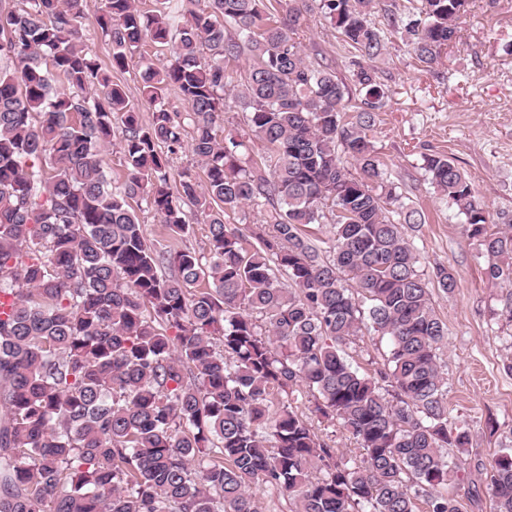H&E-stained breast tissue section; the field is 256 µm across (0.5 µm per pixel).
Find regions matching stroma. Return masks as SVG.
<instances>
[{"instance_id":"obj_1","label":"stroma","mask_w":512,"mask_h":512,"mask_svg":"<svg viewBox=\"0 0 512 512\" xmlns=\"http://www.w3.org/2000/svg\"><path fill=\"white\" fill-rule=\"evenodd\" d=\"M459 28L460 41L431 71L415 59L405 39H389L375 65L390 99L372 136L385 168L424 215L423 224L408 232L421 271L431 273L442 263L456 273L453 292H433L435 308L448 325L441 355L448 418L472 439L459 455L461 480L454 492L461 512H492L488 478L477 467L512 447V328L492 316L503 290L484 273L486 255L425 179L420 164L422 154H447L493 217L512 218V0H469ZM296 40L305 51L321 49L337 76L350 81L351 54L319 14H309ZM388 351L387 337L373 331L346 349L352 365L369 376ZM292 405L337 455L361 461L357 442L315 413L310 393L299 390Z\"/></svg>"}]
</instances>
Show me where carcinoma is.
<instances>
[{
  "label": "carcinoma",
  "mask_w": 512,
  "mask_h": 512,
  "mask_svg": "<svg viewBox=\"0 0 512 512\" xmlns=\"http://www.w3.org/2000/svg\"><path fill=\"white\" fill-rule=\"evenodd\" d=\"M20 2L0 0V512H260L258 483L291 512H417L420 497L460 512L447 449L469 433L448 426V328L430 290L453 292L456 276L420 270L403 225L421 212L368 132L387 106L372 62L388 37L405 33L432 69L467 0H420L406 24L388 9L381 26L379 0H290L276 19L264 0H104L108 70L81 46L84 0ZM313 10L358 53L355 102L294 39ZM147 42L170 50L165 65ZM135 55L147 122L111 76ZM243 55L236 85L227 67ZM171 87L186 112L170 110ZM232 101L267 167L249 163L247 141L218 137ZM118 133L127 176L114 189ZM185 149L204 179L187 169L173 184ZM422 169L488 256L487 277L512 289V221L490 225L447 155L424 154ZM137 198L172 239L190 229L189 201L206 252L149 242ZM252 205L251 235L225 222ZM327 219L322 248L306 228ZM365 330L390 341L375 377L345 356ZM300 387L361 463L336 460L293 410ZM490 471L493 512H512V448ZM108 149L105 156L107 177L113 187L120 186L126 178L127 169L123 163V143L118 134L112 139Z\"/></svg>",
  "instance_id": "obj_1"
}]
</instances>
